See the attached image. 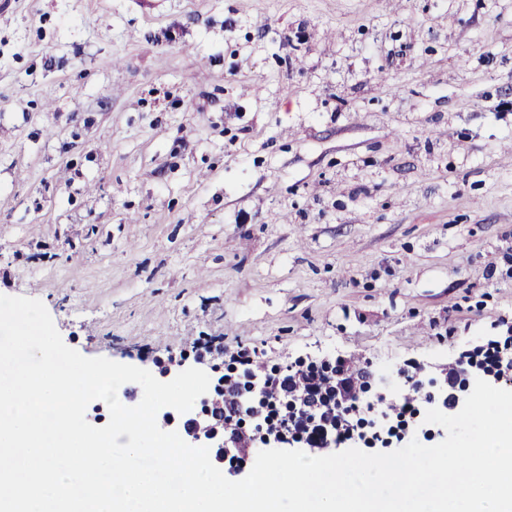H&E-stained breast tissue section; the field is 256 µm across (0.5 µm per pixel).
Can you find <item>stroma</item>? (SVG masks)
Listing matches in <instances>:
<instances>
[{"mask_svg": "<svg viewBox=\"0 0 512 512\" xmlns=\"http://www.w3.org/2000/svg\"><path fill=\"white\" fill-rule=\"evenodd\" d=\"M507 144L512 0H0V294L203 423L241 345L399 397L512 321Z\"/></svg>", "mask_w": 512, "mask_h": 512, "instance_id": "1", "label": "stroma"}]
</instances>
